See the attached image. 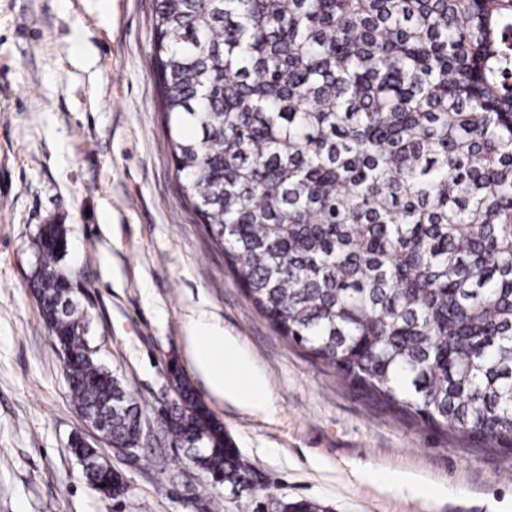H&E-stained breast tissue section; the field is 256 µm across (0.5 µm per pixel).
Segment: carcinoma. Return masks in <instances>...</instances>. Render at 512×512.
<instances>
[{"mask_svg":"<svg viewBox=\"0 0 512 512\" xmlns=\"http://www.w3.org/2000/svg\"><path fill=\"white\" fill-rule=\"evenodd\" d=\"M152 56L181 189L275 331L456 444L512 450V0H157ZM67 246L40 228L30 287L75 408L134 445ZM177 389L164 435L240 484L224 424Z\"/></svg>","mask_w":512,"mask_h":512,"instance_id":"obj_1","label":"carcinoma"}]
</instances>
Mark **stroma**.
Listing matches in <instances>:
<instances>
[{"label":"stroma","instance_id":"35a3bbf8","mask_svg":"<svg viewBox=\"0 0 512 512\" xmlns=\"http://www.w3.org/2000/svg\"><path fill=\"white\" fill-rule=\"evenodd\" d=\"M153 14L154 0H0V512H512V452L452 447L369 400L247 298L176 177ZM45 224L66 231L92 346L146 410L133 452L71 401L28 285ZM200 315L265 376L266 410L210 392L188 341ZM175 376L223 422L249 486L215 482L164 437ZM77 436L125 478L122 495L88 482Z\"/></svg>","mask_w":512,"mask_h":512}]
</instances>
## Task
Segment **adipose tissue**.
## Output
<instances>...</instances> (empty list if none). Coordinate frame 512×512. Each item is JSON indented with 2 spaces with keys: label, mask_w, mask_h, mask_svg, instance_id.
<instances>
[{
  "label": "adipose tissue",
  "mask_w": 512,
  "mask_h": 512,
  "mask_svg": "<svg viewBox=\"0 0 512 512\" xmlns=\"http://www.w3.org/2000/svg\"><path fill=\"white\" fill-rule=\"evenodd\" d=\"M189 332L194 364L215 395L242 409H267L264 376L240 354L219 324L198 317L191 320Z\"/></svg>",
  "instance_id": "ef3b65f1"
}]
</instances>
